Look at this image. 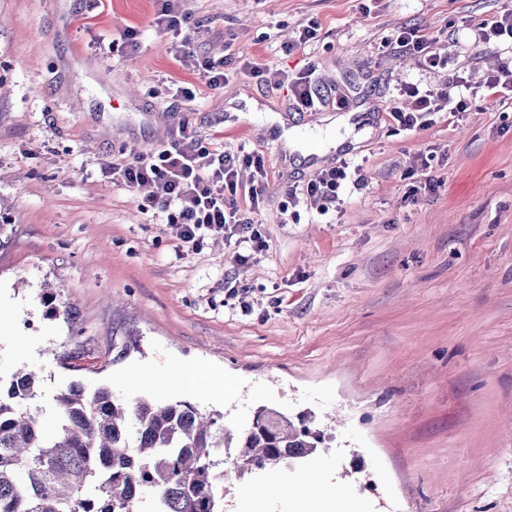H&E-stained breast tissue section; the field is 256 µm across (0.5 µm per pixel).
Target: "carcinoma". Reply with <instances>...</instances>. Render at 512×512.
I'll use <instances>...</instances> for the list:
<instances>
[{"label":"carcinoma","instance_id":"1","mask_svg":"<svg viewBox=\"0 0 512 512\" xmlns=\"http://www.w3.org/2000/svg\"><path fill=\"white\" fill-rule=\"evenodd\" d=\"M40 397L23 368L0 383V512H224V465L243 476L326 441L306 414L261 405L232 429L185 399L131 406L76 383L54 396L49 426Z\"/></svg>","mask_w":512,"mask_h":512}]
</instances>
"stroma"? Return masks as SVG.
Here are the masks:
<instances>
[{
	"instance_id": "stroma-1",
	"label": "stroma",
	"mask_w": 512,
	"mask_h": 512,
	"mask_svg": "<svg viewBox=\"0 0 512 512\" xmlns=\"http://www.w3.org/2000/svg\"><path fill=\"white\" fill-rule=\"evenodd\" d=\"M183 7L190 59L153 23L155 0H0V377L35 373L48 416L77 383L131 404L186 397L233 428L261 405L329 426L308 458L225 469L224 512H296L298 495L308 512H340L327 491L338 480L358 512H512V106L400 130L399 85L448 74L382 47L420 29L482 82L512 51L476 49L473 33L512 0ZM313 21L316 38L286 52ZM197 56L227 59L224 88L206 87ZM245 59L291 74L315 64L345 102L298 111L287 88L241 73ZM175 84L194 99L171 97ZM347 113L371 135L324 152L316 124ZM181 125L264 157L261 249L220 231L183 248L165 213L141 210L147 188L113 182L112 163L155 153ZM419 154L440 186L415 199L401 173ZM348 159L363 187L341 209L286 212L289 189ZM71 352L74 368L59 361ZM187 362L222 370L223 394L180 390Z\"/></svg>"
}]
</instances>
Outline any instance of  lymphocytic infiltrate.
I'll return each instance as SVG.
<instances>
[{
	"instance_id": "f902f5d3",
	"label": "lymphocytic infiltrate",
	"mask_w": 512,
	"mask_h": 512,
	"mask_svg": "<svg viewBox=\"0 0 512 512\" xmlns=\"http://www.w3.org/2000/svg\"><path fill=\"white\" fill-rule=\"evenodd\" d=\"M384 45L417 57L430 70L448 66V55L437 48L435 38L415 29L393 31L386 36ZM242 67L265 84L288 83L298 110L308 111L335 102L334 97L322 93L315 66H308L292 77L270 72L248 60ZM399 94L408 100L409 106L392 108L390 115L402 130L417 133L431 126V117L436 112L446 109L456 115L466 111L475 99L512 101V59L492 71L478 87L454 72L449 74L445 88L435 90L407 84ZM348 169L344 162L318 173L306 186V204L319 214H327L340 201L339 191L348 179ZM112 172L126 186H150L146 206L167 213L169 224L188 248H197L206 233L215 229L248 235L253 242L258 239L253 232L252 215L264 200L269 173L263 157L245 147L230 152L203 143L183 125L160 151L149 156H131L113 164Z\"/></svg>"
}]
</instances>
